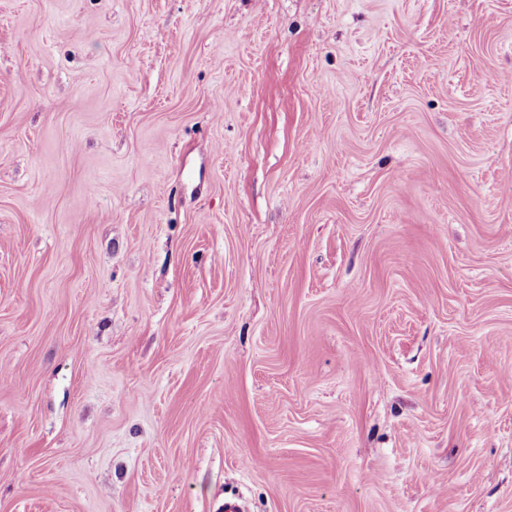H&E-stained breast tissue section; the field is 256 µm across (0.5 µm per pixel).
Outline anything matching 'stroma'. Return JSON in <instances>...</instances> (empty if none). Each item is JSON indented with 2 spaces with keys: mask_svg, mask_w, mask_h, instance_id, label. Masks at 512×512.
Returning <instances> with one entry per match:
<instances>
[{
  "mask_svg": "<svg viewBox=\"0 0 512 512\" xmlns=\"http://www.w3.org/2000/svg\"><path fill=\"white\" fill-rule=\"evenodd\" d=\"M512 512V0H0V512Z\"/></svg>",
  "mask_w": 512,
  "mask_h": 512,
  "instance_id": "1",
  "label": "stroma"
}]
</instances>
